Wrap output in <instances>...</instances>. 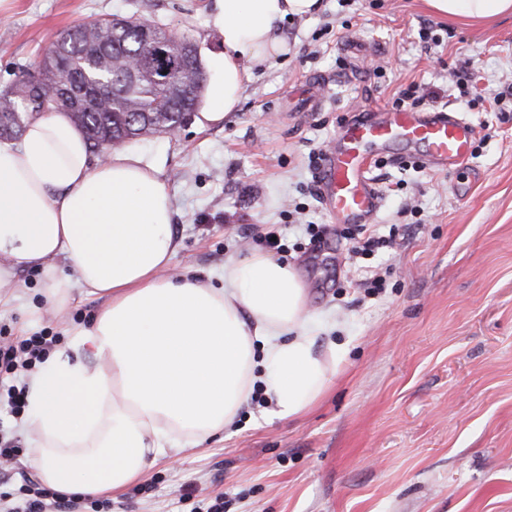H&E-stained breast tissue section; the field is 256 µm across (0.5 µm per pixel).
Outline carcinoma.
<instances>
[{"label":"carcinoma","instance_id":"carcinoma-1","mask_svg":"<svg viewBox=\"0 0 512 512\" xmlns=\"http://www.w3.org/2000/svg\"><path fill=\"white\" fill-rule=\"evenodd\" d=\"M145 21L134 17L99 19L89 28L78 25L63 31L66 54L50 57L37 76H26L0 92V140L17 139L30 116L62 107L59 85H105L106 95L88 105L76 121L84 130L93 154L103 153V141L116 144L146 134L167 133L184 114L196 110L204 89L205 73L198 54L183 61L176 73L159 80L139 74V65L152 55L153 44L172 52L179 46L166 25L151 22L152 41L144 37Z\"/></svg>","mask_w":512,"mask_h":512}]
</instances>
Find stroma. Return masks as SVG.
Returning <instances> with one entry per match:
<instances>
[{
	"instance_id": "stroma-1",
	"label": "stroma",
	"mask_w": 512,
	"mask_h": 512,
	"mask_svg": "<svg viewBox=\"0 0 512 512\" xmlns=\"http://www.w3.org/2000/svg\"><path fill=\"white\" fill-rule=\"evenodd\" d=\"M210 0H0V89L37 70L66 28L108 15L166 24L199 49L224 39ZM322 12L285 21L287 56L254 72L238 109L206 129L169 137L165 177L179 249L171 268L219 283L224 262L286 244L278 261L309 292L311 319L334 318L317 349L348 356L334 384L296 419L273 402H247L224 432L158 461L109 512H512V106L494 97L512 82V17L469 23L433 14L425 0H323ZM437 40H420L421 26ZM470 74L460 97L449 74ZM330 82L320 112L291 102L312 76ZM423 88L428 112L472 124L469 159L425 166L392 146L369 171L381 206L368 233L392 246L350 257L316 190L320 154L359 112L392 107ZM478 98L467 106V98ZM318 225L311 242L307 225ZM377 272L369 295L353 280ZM41 273L18 276L0 324L14 336L67 333L99 308L77 301L64 318L28 320L44 302Z\"/></svg>"
}]
</instances>
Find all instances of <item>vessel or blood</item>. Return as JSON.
<instances>
[{
    "label": "vessel or blood",
    "instance_id": "vessel-or-blood-1",
    "mask_svg": "<svg viewBox=\"0 0 512 512\" xmlns=\"http://www.w3.org/2000/svg\"><path fill=\"white\" fill-rule=\"evenodd\" d=\"M328 77L309 81L304 108L321 111ZM474 139L470 123L450 112L385 110L381 119L360 118L343 126L336 143L325 150L316 172L317 188L340 224L367 223L381 199L366 173L375 146L402 145L418 156L445 167L465 162Z\"/></svg>",
    "mask_w": 512,
    "mask_h": 512
}]
</instances>
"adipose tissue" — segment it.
I'll list each match as a JSON object with an SVG mask.
<instances>
[{
  "label": "adipose tissue",
  "instance_id": "obj_1",
  "mask_svg": "<svg viewBox=\"0 0 512 512\" xmlns=\"http://www.w3.org/2000/svg\"><path fill=\"white\" fill-rule=\"evenodd\" d=\"M426 2L449 18L512 16V0ZM320 9L321 0H212L224 50L205 58L197 125L222 122L254 67L287 52L285 19ZM167 149L128 143L94 157L61 109L30 117L19 141L0 142V304L23 269L46 283L35 316L66 312L78 293L102 303L89 325L70 328L69 351L26 380L30 464L61 493L122 490L159 458L223 432L259 380L275 417L295 418L342 363L336 349L315 352L323 328L305 315L307 288L271 255L228 258L219 288L167 275L178 249ZM60 258L71 274L59 272Z\"/></svg>",
  "mask_w": 512,
  "mask_h": 512
}]
</instances>
